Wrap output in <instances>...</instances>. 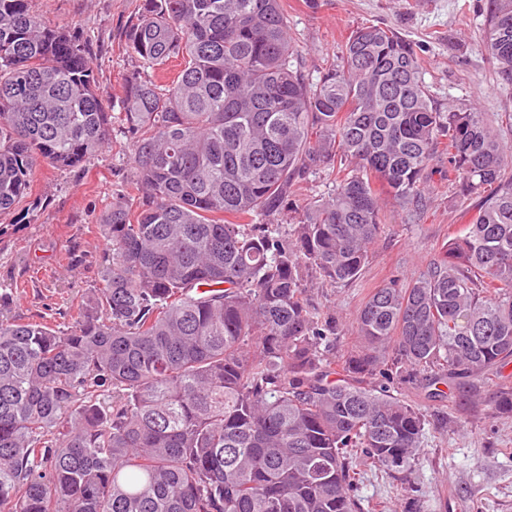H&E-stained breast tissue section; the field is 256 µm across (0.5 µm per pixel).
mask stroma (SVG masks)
<instances>
[{
  "mask_svg": "<svg viewBox=\"0 0 512 512\" xmlns=\"http://www.w3.org/2000/svg\"><path fill=\"white\" fill-rule=\"evenodd\" d=\"M282 2L309 78L317 77L353 30L382 23L414 45L440 108L476 102L487 112L512 113V86L499 83L481 48L482 0H319L314 9L305 0ZM138 5L139 0H31L32 10L49 25L90 37L97 92L112 103L122 96L124 77L140 67L124 38ZM130 153L116 130L102 153L82 167L37 168L29 198L0 216V289L14 291L0 314L63 329L71 325L82 300L101 285L109 254L102 220L135 176ZM435 169L422 217L410 220L388 208L383 232L355 282L311 287L310 305L346 323L337 352L354 342L353 322L369 293L393 276L419 275L458 229L468 202L449 185L447 162H436ZM502 385L512 386V365L486 375L477 398L455 383L442 402L427 399L418 385L401 386L399 397L421 408L430 426L406 476L361 472L357 494L363 512H407L416 501L424 512H512V415L496 413L492 403Z\"/></svg>",
  "mask_w": 512,
  "mask_h": 512,
  "instance_id": "35a3bbf8",
  "label": "stroma"
}]
</instances>
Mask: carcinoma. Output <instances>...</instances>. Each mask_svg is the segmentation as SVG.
<instances>
[{
  "mask_svg": "<svg viewBox=\"0 0 512 512\" xmlns=\"http://www.w3.org/2000/svg\"><path fill=\"white\" fill-rule=\"evenodd\" d=\"M30 3L0 0V214L42 163L97 156L116 122L136 178L72 325L0 319V512H361L355 476L408 472L425 433L391 385L512 363V145L488 112L440 111L387 27L357 28L309 79L281 0H141L125 38L143 71L114 113L84 34ZM484 17L512 85V0ZM442 153L476 209L328 358L341 324L308 287L356 281L381 196L420 217ZM326 172L331 193L298 202ZM493 402L512 413V386Z\"/></svg>",
  "mask_w": 512,
  "mask_h": 512,
  "instance_id": "obj_1",
  "label": "carcinoma"
}]
</instances>
